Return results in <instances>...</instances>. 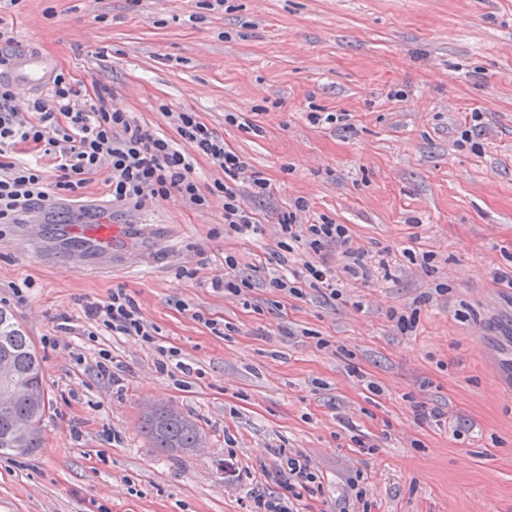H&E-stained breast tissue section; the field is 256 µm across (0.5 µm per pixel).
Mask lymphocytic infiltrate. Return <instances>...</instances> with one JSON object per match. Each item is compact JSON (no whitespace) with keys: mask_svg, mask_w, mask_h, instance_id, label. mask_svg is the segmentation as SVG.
<instances>
[{"mask_svg":"<svg viewBox=\"0 0 512 512\" xmlns=\"http://www.w3.org/2000/svg\"><path fill=\"white\" fill-rule=\"evenodd\" d=\"M16 89L14 81L0 76V146L24 143L43 149L52 157L57 176L49 186L41 165L0 160V224L24 223L37 205L52 197L78 203L101 174L114 202L139 209L150 199L175 195L202 209L210 196L219 195L224 199L225 233L259 231V222L244 197L266 195L267 180L248 173L247 163L225 147L223 138L203 123L197 112L171 113L178 135L172 141L137 123L130 113L110 108L103 88L95 89V104L81 105L82 91L68 73H55L47 97L35 99L24 114L13 107ZM197 153L206 156L219 173L210 184H200L193 175ZM306 209L305 201L299 199L279 217V248L291 253L299 247L303 256L290 275L271 276L266 287L293 297L315 288L336 300L343 296L342 281L370 282L374 266L363 251L347 249L348 226L328 218L316 224L303 223L301 214ZM332 243L345 247L334 265L322 255ZM84 315L112 332L138 336L148 343L154 340L137 304L124 289H114L107 301L86 305ZM317 479L307 462L289 459L288 496L255 493L248 512H299L295 505L298 489L309 488Z\"/></svg>","mask_w":512,"mask_h":512,"instance_id":"lymphocytic-infiltrate-1","label":"lymphocytic infiltrate"}]
</instances>
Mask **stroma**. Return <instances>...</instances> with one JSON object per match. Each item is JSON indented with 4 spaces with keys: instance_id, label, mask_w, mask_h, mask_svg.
Masks as SVG:
<instances>
[{
    "instance_id": "stroma-1",
    "label": "stroma",
    "mask_w": 512,
    "mask_h": 512,
    "mask_svg": "<svg viewBox=\"0 0 512 512\" xmlns=\"http://www.w3.org/2000/svg\"><path fill=\"white\" fill-rule=\"evenodd\" d=\"M0 17L13 59L112 89L168 137L166 110H194L271 185L247 201L260 232L228 236L221 200L111 206L96 176L86 200L128 226L130 269L60 272L51 242L18 247L21 225L0 224V306L50 401L41 447L0 454V512H244L253 489L280 494L292 457L320 477L306 512H512V0H21ZM298 197L350 228L329 261L348 246L387 269L333 304L263 287ZM408 248L435 252L434 273ZM229 254L256 282L237 297L211 285ZM116 288L155 343L91 327L85 304ZM410 307L403 334L389 312ZM162 347L187 371L158 370ZM161 402L203 448L153 451L141 416ZM355 476L366 497L347 506Z\"/></svg>"
}]
</instances>
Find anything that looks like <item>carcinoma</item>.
Listing matches in <instances>:
<instances>
[{
    "label": "carcinoma",
    "instance_id": "carcinoma-1",
    "mask_svg": "<svg viewBox=\"0 0 512 512\" xmlns=\"http://www.w3.org/2000/svg\"><path fill=\"white\" fill-rule=\"evenodd\" d=\"M42 358L16 321L0 308V453L25 452L39 446L46 413ZM144 433L163 454L190 453L202 434L190 419L169 407L150 410Z\"/></svg>",
    "mask_w": 512,
    "mask_h": 512
}]
</instances>
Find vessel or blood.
I'll return each instance as SVG.
<instances>
[{
  "label": "vessel or blood",
  "instance_id": "1",
  "mask_svg": "<svg viewBox=\"0 0 512 512\" xmlns=\"http://www.w3.org/2000/svg\"><path fill=\"white\" fill-rule=\"evenodd\" d=\"M18 76L22 86L41 85L46 76L45 61L37 56L24 58L18 65ZM45 214L38 212L27 219L25 235L32 240L52 237L63 255V271L104 265L124 243L120 225L114 224L110 215L100 209L72 214L65 223L53 226L48 225Z\"/></svg>",
  "mask_w": 512,
  "mask_h": 512
}]
</instances>
